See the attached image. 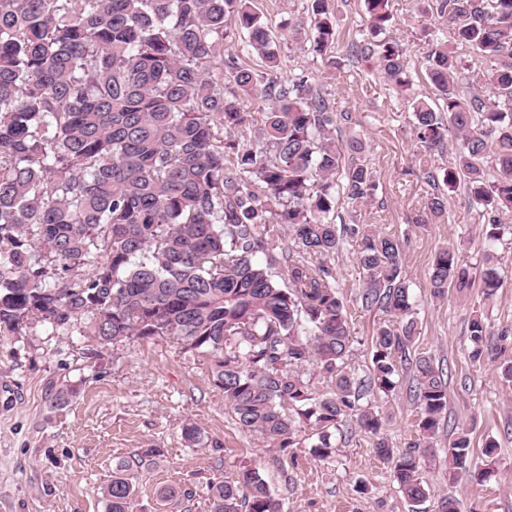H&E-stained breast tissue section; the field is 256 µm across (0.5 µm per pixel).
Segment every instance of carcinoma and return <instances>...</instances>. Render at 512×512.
Wrapping results in <instances>:
<instances>
[{"label": "carcinoma", "instance_id": "cac0c4a2", "mask_svg": "<svg viewBox=\"0 0 512 512\" xmlns=\"http://www.w3.org/2000/svg\"><path fill=\"white\" fill-rule=\"evenodd\" d=\"M364 3L370 40L391 21L389 0ZM432 9L448 23L429 51L438 105L412 99L413 134L428 149L458 141L447 166L424 174L450 191L464 183L495 243L512 213V0H433ZM309 27L315 52L336 46L332 0H312ZM240 33L241 53H224ZM373 52L409 94L398 44L380 40ZM243 53L268 74L257 77ZM279 58L252 0H0V334L34 320L103 348L168 336L214 359L224 405L265 447L305 440L324 461L336 434L362 433L405 499L421 503L428 482L415 448L440 429L447 381L430 358L412 356L400 239L337 221L339 201L355 210L372 199L364 142L336 140L330 100L304 71L274 75ZM254 96L267 111L242 106ZM281 234L289 245L277 256ZM346 241L363 274L361 306L391 316L372 336L363 380L348 369L355 337L328 264ZM497 262L485 254L488 297L501 287ZM473 280L459 249L435 253L433 297L463 294ZM468 332L470 361L496 365L511 383L512 357L489 344L485 317L474 314ZM309 363L326 390L305 376ZM407 368L418 418L400 451L382 411L362 400L393 392ZM182 434L204 444L190 420ZM497 449L487 439L480 465L468 431L448 433V479L486 482ZM161 454L145 448L112 468L107 512H137V479ZM207 493L210 512H282L250 464Z\"/></svg>", "mask_w": 512, "mask_h": 512}]
</instances>
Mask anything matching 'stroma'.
I'll list each match as a JSON object with an SVG mask.
<instances>
[{
    "label": "stroma",
    "instance_id": "35a3bbf8",
    "mask_svg": "<svg viewBox=\"0 0 512 512\" xmlns=\"http://www.w3.org/2000/svg\"><path fill=\"white\" fill-rule=\"evenodd\" d=\"M253 5L281 45L279 76L313 75L336 111L351 115L350 121H338L337 138L355 135L366 143L364 159L377 175L378 189L357 212L339 204V214L406 242L404 274L417 322L413 351L450 373V424L440 427L431 447L418 450L429 484L425 512H436L444 497L458 500L463 512H512V386L493 366L468 358V321L478 312L487 318L492 343L512 349V244L496 247L502 286L494 297H485L478 285L464 296L451 290L431 297L432 259L448 244L460 245L475 272H482L487 249L479 232L482 220L461 188L448 193L442 216L427 220L424 207L435 188L420 171L426 151L413 136L412 109L373 59L349 54L365 22L364 0H337L338 41L329 67L311 42L294 41L286 29L307 17L309 0H253ZM390 11L386 35L400 47L413 91L434 101L428 42L444 32V23L413 0H390ZM330 263L358 339L349 365L364 377L372 332L386 315L361 306L362 274L351 243ZM408 385V377H401L394 395L372 400L387 415L386 433L401 450L417 419ZM62 390L68 393L63 402L57 399ZM187 419L197 422L210 447H186L181 430ZM452 426L469 431L477 457L486 439H496L495 479L482 486L449 480L443 449ZM142 448L163 454L138 480L139 512H209L208 484L246 463L259 469L282 512H412L371 439L358 433L337 441L325 462L315 461L305 444L282 452L263 447L237 427L212 381L209 359L182 352L172 339L102 349L78 336L51 335L36 323L0 335V512H106L107 476L118 460ZM166 486L178 489L179 498L163 499L159 491Z\"/></svg>",
    "mask_w": 512,
    "mask_h": 512
}]
</instances>
